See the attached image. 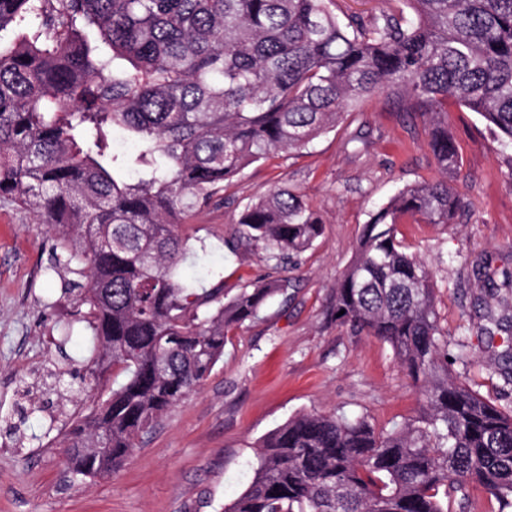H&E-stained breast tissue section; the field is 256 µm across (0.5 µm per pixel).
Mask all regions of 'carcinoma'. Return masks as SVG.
<instances>
[{
	"label": "carcinoma",
	"mask_w": 512,
	"mask_h": 512,
	"mask_svg": "<svg viewBox=\"0 0 512 512\" xmlns=\"http://www.w3.org/2000/svg\"><path fill=\"white\" fill-rule=\"evenodd\" d=\"M327 0H0V201L57 235L98 341L92 375H124L66 432L71 476L119 468L139 433L201 386L224 336L255 322L290 281L229 294L179 277V233L224 182L301 151L380 93L429 117L440 178L407 185L365 226L331 317L388 343L419 385L417 414L302 413L257 445L254 477L224 512H451L480 486L512 512V410L448 375L431 273L396 240L406 216L465 209L448 99L512 148V0H404L344 23ZM239 241L278 270L311 249L320 217L279 186L247 204Z\"/></svg>",
	"instance_id": "cac0c4a2"
}]
</instances>
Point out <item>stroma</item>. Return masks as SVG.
<instances>
[{"mask_svg":"<svg viewBox=\"0 0 512 512\" xmlns=\"http://www.w3.org/2000/svg\"><path fill=\"white\" fill-rule=\"evenodd\" d=\"M448 126L460 159L453 185L467 208L452 224L404 218L395 234L431 272L449 374L507 408L512 387L489 362L512 335H487L479 307L505 315L512 292L487 298L479 270L512 274V159L480 115L453 101ZM348 133L359 141L344 145ZM426 141L422 121L394 112L381 94L354 107L342 130L250 166L188 218L180 232L194 253L181 271L205 272L208 288L267 274L257 252L233 243L243 208L275 187L300 193L324 233L284 266L289 299L230 330L201 386L139 436L121 469L93 482L70 480L64 432L87 413L88 392L107 395L114 376H91L86 308L49 270L53 233L30 212L0 204V512H224L253 476L259 440L289 417L343 412L387 429L414 416L419 388L391 347L336 324L329 306L372 211L399 189L437 178ZM463 335L467 364L455 346Z\"/></svg>","mask_w":512,"mask_h":512,"instance_id":"stroma-1","label":"stroma"}]
</instances>
